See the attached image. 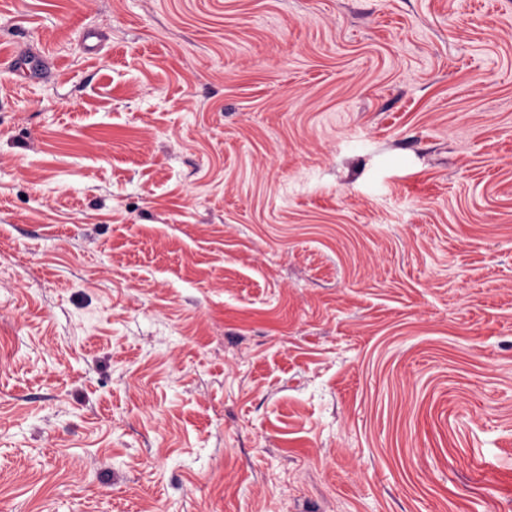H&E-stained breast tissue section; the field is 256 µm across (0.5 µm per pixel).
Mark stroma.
Returning a JSON list of instances; mask_svg holds the SVG:
<instances>
[{"mask_svg": "<svg viewBox=\"0 0 512 512\" xmlns=\"http://www.w3.org/2000/svg\"><path fill=\"white\" fill-rule=\"evenodd\" d=\"M0 512H512V0H0Z\"/></svg>", "mask_w": 512, "mask_h": 512, "instance_id": "35a3bbf8", "label": "stroma"}]
</instances>
